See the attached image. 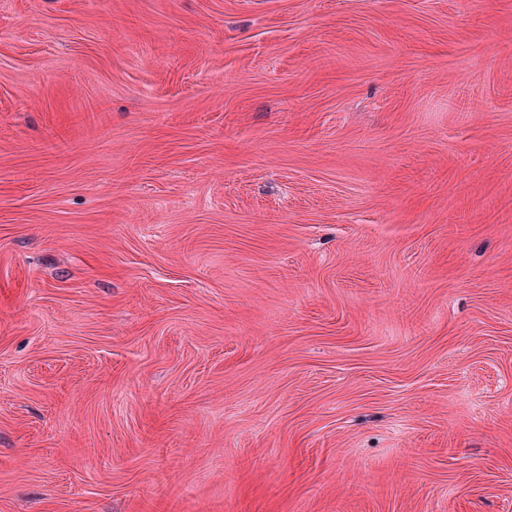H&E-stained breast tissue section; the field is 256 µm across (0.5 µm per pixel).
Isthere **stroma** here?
<instances>
[{
  "instance_id": "obj_1",
  "label": "stroma",
  "mask_w": 512,
  "mask_h": 512,
  "mask_svg": "<svg viewBox=\"0 0 512 512\" xmlns=\"http://www.w3.org/2000/svg\"><path fill=\"white\" fill-rule=\"evenodd\" d=\"M0 512H512V0H0Z\"/></svg>"
}]
</instances>
